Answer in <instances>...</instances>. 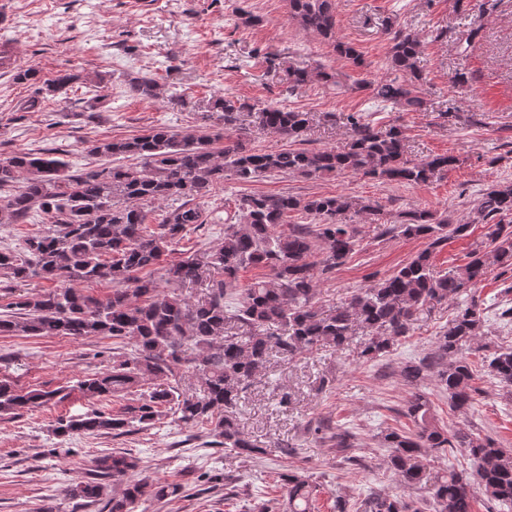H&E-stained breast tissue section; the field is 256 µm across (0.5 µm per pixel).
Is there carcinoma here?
I'll return each instance as SVG.
<instances>
[{"instance_id": "1", "label": "carcinoma", "mask_w": 512, "mask_h": 512, "mask_svg": "<svg viewBox=\"0 0 512 512\" xmlns=\"http://www.w3.org/2000/svg\"><path fill=\"white\" fill-rule=\"evenodd\" d=\"M290 15L303 31L332 47L356 67L364 64L354 43L337 36L336 0H288ZM391 47L388 66L400 74L366 83L375 98L420 111L418 60L422 40L400 28H388ZM18 81L34 87L22 110L70 84L77 76L67 71L41 80L34 68L19 70ZM339 84L337 73L322 67L288 70V88L309 84ZM130 95L158 99L163 89L156 79L142 75L129 80ZM224 128L237 125L240 113H254L260 127L295 143L310 127L308 112L277 103L250 107L223 95L212 98ZM351 140L343 149H282L255 151L239 140L215 146L208 136L180 135L164 126L124 139L98 140L88 152L105 163L71 172L68 162L53 150L18 152L0 159V224L25 223L31 214L49 228L24 241L20 250L0 249V278L23 284L34 279L61 283L47 291H26L0 304L1 336H68L74 340L110 336L132 342L131 352L112 367L79 382L89 401L136 390L143 403L114 413L104 406L61 418L55 433L120 434L133 423L146 428L163 416L192 426L209 421L211 444L234 448L248 457L265 453L240 429L233 414L241 394L266 367L270 354L285 359L331 347L349 348L361 332L357 355L365 361L385 356L409 335L421 315L450 300L458 301L455 315L436 337L434 352L405 363L401 375L415 389L405 415L409 428L387 427L380 445L387 451V469L400 485L429 493L435 512H474V487L487 500L512 506V450L492 437L477 439L439 425L428 399L416 388L427 378L448 393L453 410L472 406L477 388L467 350L481 337L483 319L475 299L478 285L496 269L512 271V183H498L481 194L466 224H454L428 210H412L398 224L386 228L395 236L427 241V246L392 274L351 294L332 313L316 307L317 278L340 269L358 246V231L343 222L350 210L373 215L378 206L343 195L301 200L289 194L241 193L232 209L205 207L210 187L232 176L250 181L271 174H299L318 178L355 174L385 182L421 184L456 164L452 155L424 160L407 156L403 133L367 122L363 114L347 115ZM165 206L158 228L148 229L150 206ZM304 211L315 224H295L288 232L277 227L288 214ZM205 224L224 225V242L202 254L174 259L180 235ZM487 226L485 248L471 252L463 267L445 273L434 270L433 251L448 239L463 235L470 225ZM253 266L264 277L245 288L239 274ZM163 270L161 279L154 278ZM112 284V293L97 298L82 283ZM204 288L191 302L164 287ZM237 332H232V329ZM489 373L512 388V346H498L483 358ZM201 382L195 394L180 391L184 371ZM72 389L20 390L0 380V417L67 399ZM463 448L478 462L473 473L430 470V458ZM139 460L128 452L97 456L89 472L71 489V497L86 505L104 504L108 512H134L147 487L161 500L178 486L150 484L149 477L133 478ZM288 495L289 512H312L317 492L309 479L290 471L280 474ZM121 485L112 496V485ZM356 512H421L400 494L370 493L356 500Z\"/></svg>"}]
</instances>
